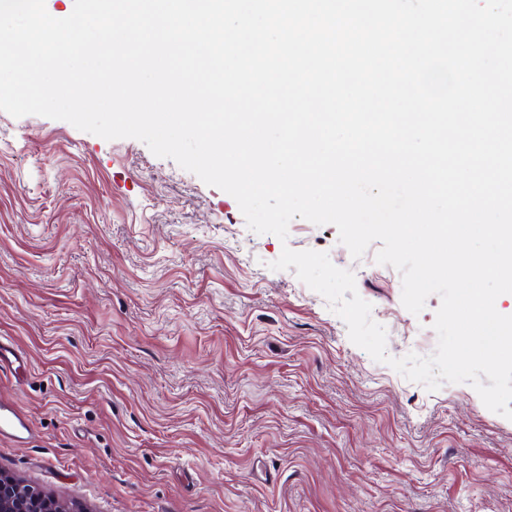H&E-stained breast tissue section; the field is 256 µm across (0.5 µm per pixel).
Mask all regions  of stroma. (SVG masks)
<instances>
[{
	"label": "stroma",
	"mask_w": 512,
	"mask_h": 512,
	"mask_svg": "<svg viewBox=\"0 0 512 512\" xmlns=\"http://www.w3.org/2000/svg\"><path fill=\"white\" fill-rule=\"evenodd\" d=\"M351 270L400 358L434 337L373 242L249 230L236 200L139 140L0 111V468L71 512H512V420L354 345L283 247ZM30 426L25 417L13 406L0 403V439L15 443H27L30 439Z\"/></svg>",
	"instance_id": "1"
}]
</instances>
